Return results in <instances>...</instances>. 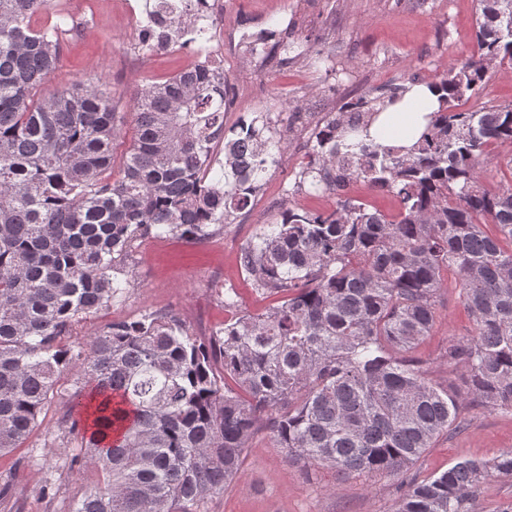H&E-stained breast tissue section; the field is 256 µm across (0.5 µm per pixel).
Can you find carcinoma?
<instances>
[{
  "label": "carcinoma",
  "instance_id": "obj_1",
  "mask_svg": "<svg viewBox=\"0 0 512 512\" xmlns=\"http://www.w3.org/2000/svg\"><path fill=\"white\" fill-rule=\"evenodd\" d=\"M190 2L153 0L139 49L197 29ZM48 9L0 0V457L28 439L68 366L69 411L85 401L91 420L70 418L77 453L65 468L103 476L72 512H201L262 428L304 469L391 475L467 427V401L512 411V186L481 183L489 148L512 143V103L465 108L512 65V0H481L476 51L429 82L441 107L414 145L368 133L404 85L358 98L314 133L298 188L332 190L336 207L289 206L240 252L254 288L278 304L207 338L146 311L75 345L66 339L81 319L132 286L121 263L136 241L213 236L263 189L285 146L261 112L224 126L230 87L200 64L134 93L136 137L112 178L123 116L105 85L40 94L65 33L31 25ZM358 180L394 194L399 213L349 197ZM450 270L474 324L448 345V363L468 373L465 395L432 385L413 356ZM493 474L512 477V449L408 477L391 512H476Z\"/></svg>",
  "mask_w": 512,
  "mask_h": 512
}]
</instances>
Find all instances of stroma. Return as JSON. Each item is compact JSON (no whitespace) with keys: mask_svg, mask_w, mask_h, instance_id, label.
<instances>
[{"mask_svg":"<svg viewBox=\"0 0 512 512\" xmlns=\"http://www.w3.org/2000/svg\"><path fill=\"white\" fill-rule=\"evenodd\" d=\"M224 37L271 32L270 55L246 51L225 53L224 73L230 83L231 102L224 123L233 126L253 113H269L288 142L278 169L269 171L264 188L249 213L198 242L175 237H149L138 241L124 268L134 281L108 309L83 321L93 331L115 320L138 318L145 311L177 314L198 336H210L233 316L255 314L275 305L277 296L254 290L239 264L244 244L291 205L311 211L325 208L326 194L294 188L296 159L310 153L315 122L307 112L335 113L361 95L389 93L399 85L431 81L442 67L470 58L475 48L479 0H223ZM146 0H112L110 9L92 8L89 0H50L49 15L34 17L35 28L56 22L67 25L60 68L44 82L50 94L76 82L105 79L112 97L125 115L114 148L122 157L135 136L131 97L143 85L161 83L190 67L191 54L163 52L145 59L137 47ZM93 27L95 36L74 29L75 19ZM297 41L323 53L328 61L315 65L303 56L286 60L283 44ZM439 317L433 333L418 355L427 362V377L438 385L465 391L463 370L449 364V342L472 334L455 286L440 297ZM74 390V372L65 370L56 394L38 419L29 439L14 454L0 458V485L9 484L0 498V512H70L73 504L100 483L99 471L79 475L58 470V492L44 498L39 488L43 471L24 465L28 456L40 455L45 441L55 442L61 455L74 445L64 430L63 418ZM470 425L439 437L414 466L417 474L443 471L464 459H484L512 448V412L491 411L471 405ZM402 475L358 476L326 467L310 470L289 463L284 449L275 446L266 431L250 440L246 461L235 482L208 500L206 512H390Z\"/></svg>","mask_w":512,"mask_h":512,"instance_id":"obj_1","label":"stroma"}]
</instances>
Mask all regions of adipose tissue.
Masks as SVG:
<instances>
[{"label":"adipose tissue","instance_id":"adipose-tissue-1","mask_svg":"<svg viewBox=\"0 0 512 512\" xmlns=\"http://www.w3.org/2000/svg\"><path fill=\"white\" fill-rule=\"evenodd\" d=\"M440 106L439 92L426 84L410 86L401 100L380 113L371 133L385 145L411 146Z\"/></svg>","mask_w":512,"mask_h":512}]
</instances>
